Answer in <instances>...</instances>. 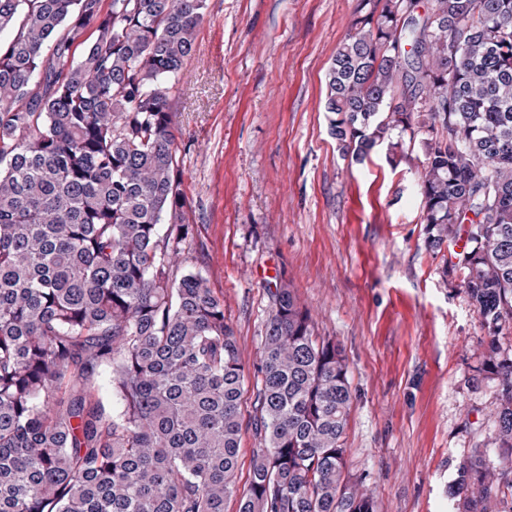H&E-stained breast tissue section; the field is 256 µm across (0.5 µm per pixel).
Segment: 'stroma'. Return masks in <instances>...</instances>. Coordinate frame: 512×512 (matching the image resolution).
Segmentation results:
<instances>
[{
    "label": "stroma",
    "mask_w": 512,
    "mask_h": 512,
    "mask_svg": "<svg viewBox=\"0 0 512 512\" xmlns=\"http://www.w3.org/2000/svg\"><path fill=\"white\" fill-rule=\"evenodd\" d=\"M355 0H208L173 89L189 264L224 300L255 378L269 290L291 283L343 347L350 479L378 512H457L451 489L495 430L484 333L427 245L423 155L343 156L321 101Z\"/></svg>",
    "instance_id": "1"
}]
</instances>
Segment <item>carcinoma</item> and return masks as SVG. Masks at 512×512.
Wrapping results in <instances>:
<instances>
[{"mask_svg":"<svg viewBox=\"0 0 512 512\" xmlns=\"http://www.w3.org/2000/svg\"><path fill=\"white\" fill-rule=\"evenodd\" d=\"M103 2L0 0V512H224L235 494L238 512H376L346 469L343 350L287 283L238 490L245 365L188 266L170 97L207 0ZM417 8L356 0L324 111L357 161L408 137L428 247L466 238L446 268L485 331L496 429L458 512H512V0Z\"/></svg>","mask_w":512,"mask_h":512,"instance_id":"obj_1","label":"carcinoma"}]
</instances>
